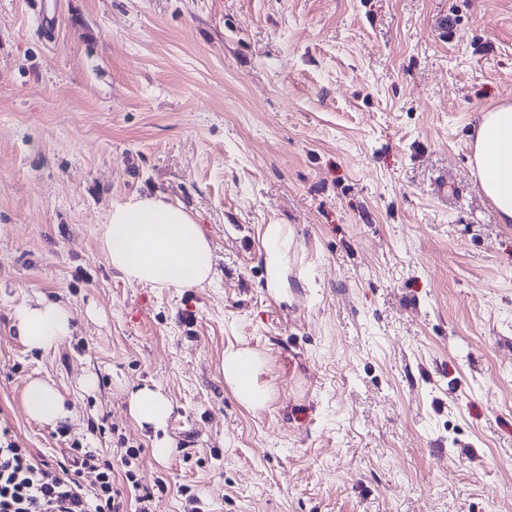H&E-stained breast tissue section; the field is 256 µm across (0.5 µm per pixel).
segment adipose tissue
<instances>
[{
    "mask_svg": "<svg viewBox=\"0 0 512 512\" xmlns=\"http://www.w3.org/2000/svg\"><path fill=\"white\" fill-rule=\"evenodd\" d=\"M473 164L482 192L503 223H512V105L482 111L473 146ZM101 245L108 264L130 282L153 288H199L215 277L212 246L195 216L161 196L133 195L113 202L101 226ZM13 324L32 351L56 347L73 332L70 310L37 299L17 307ZM262 365L251 349L225 351L221 370L238 399L264 406L270 391L256 379ZM26 414L43 424L73 419L64 397L50 384L31 381L23 394ZM129 410L142 426L164 428L171 404L160 389L144 386L130 392Z\"/></svg>",
    "mask_w": 512,
    "mask_h": 512,
    "instance_id": "obj_1",
    "label": "adipose tissue"
}]
</instances>
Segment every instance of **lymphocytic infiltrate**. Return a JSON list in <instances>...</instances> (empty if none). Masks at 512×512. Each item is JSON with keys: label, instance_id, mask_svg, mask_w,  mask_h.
<instances>
[{"label": "lymphocytic infiltrate", "instance_id": "obj_1", "mask_svg": "<svg viewBox=\"0 0 512 512\" xmlns=\"http://www.w3.org/2000/svg\"><path fill=\"white\" fill-rule=\"evenodd\" d=\"M94 475L92 491L82 480ZM0 512H123L112 464L95 450L72 445L53 465L17 442H0Z\"/></svg>", "mask_w": 512, "mask_h": 512}]
</instances>
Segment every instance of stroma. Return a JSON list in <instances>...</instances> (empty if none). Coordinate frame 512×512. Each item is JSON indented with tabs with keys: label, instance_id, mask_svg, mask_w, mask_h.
Instances as JSON below:
<instances>
[{
	"label": "stroma",
	"instance_id": "35a3bbf8",
	"mask_svg": "<svg viewBox=\"0 0 512 512\" xmlns=\"http://www.w3.org/2000/svg\"><path fill=\"white\" fill-rule=\"evenodd\" d=\"M59 3L50 34L0 0V433L53 464L137 447L151 512H512V224L470 165L512 102V0ZM154 193L195 214L211 284L107 264L113 202ZM39 297L73 315L47 351L12 327ZM241 347L258 409L221 371ZM34 378L74 421L27 417ZM144 385L163 430L129 413ZM264 241L270 283L273 288H277L283 259L288 249V232L281 224H270L266 227ZM261 365L260 357L249 348L224 352L221 367L224 380L242 403L253 408L264 406L270 397L269 389L260 385L256 379ZM129 410L141 426L163 429L171 414V404L159 388L140 387L129 394Z\"/></svg>",
	"mask_w": 512,
	"mask_h": 512
}]
</instances>
